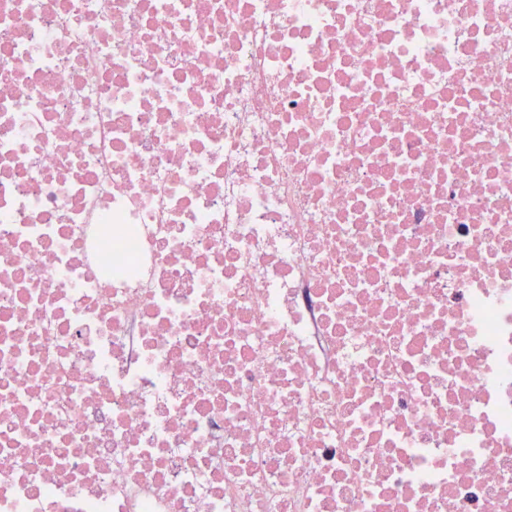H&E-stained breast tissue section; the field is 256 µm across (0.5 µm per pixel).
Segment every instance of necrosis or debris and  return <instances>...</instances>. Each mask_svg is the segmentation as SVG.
Returning <instances> with one entry per match:
<instances>
[{"instance_id": "4bbe7bcc", "label": "necrosis or debris", "mask_w": 512, "mask_h": 512, "mask_svg": "<svg viewBox=\"0 0 512 512\" xmlns=\"http://www.w3.org/2000/svg\"><path fill=\"white\" fill-rule=\"evenodd\" d=\"M0 512H512V0H0Z\"/></svg>"}]
</instances>
